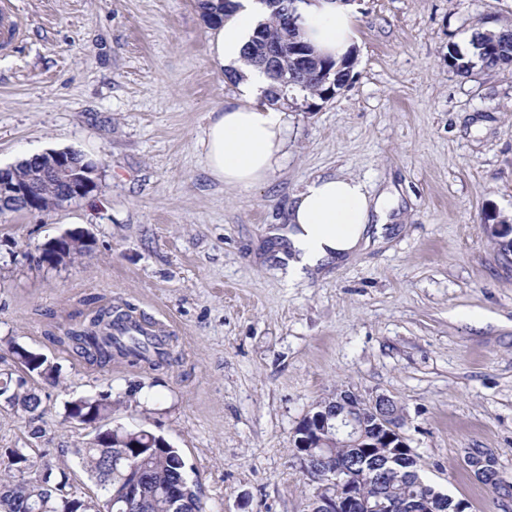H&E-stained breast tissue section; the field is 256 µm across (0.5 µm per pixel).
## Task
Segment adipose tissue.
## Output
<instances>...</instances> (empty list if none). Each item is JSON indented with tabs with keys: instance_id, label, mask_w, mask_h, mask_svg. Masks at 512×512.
Listing matches in <instances>:
<instances>
[{
	"instance_id": "adipose-tissue-1",
	"label": "adipose tissue",
	"mask_w": 512,
	"mask_h": 512,
	"mask_svg": "<svg viewBox=\"0 0 512 512\" xmlns=\"http://www.w3.org/2000/svg\"><path fill=\"white\" fill-rule=\"evenodd\" d=\"M235 13L214 27L217 70L228 71L240 95L207 116L200 144L211 177L226 186L251 188L268 182L286 153L288 114L264 103L266 75L248 63L245 49L266 11L261 0H237ZM304 39L318 54L342 59L352 52L356 33L348 6L338 0H308L301 5ZM398 204L396 194H372L365 182L343 174L311 178L293 196L286 240L277 257L289 280H300L346 261L385 240Z\"/></svg>"
}]
</instances>
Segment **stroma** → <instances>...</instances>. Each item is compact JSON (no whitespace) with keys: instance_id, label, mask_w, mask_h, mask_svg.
<instances>
[{"instance_id":"1","label":"stroma","mask_w":512,"mask_h":512,"mask_svg":"<svg viewBox=\"0 0 512 512\" xmlns=\"http://www.w3.org/2000/svg\"><path fill=\"white\" fill-rule=\"evenodd\" d=\"M22 35L0 48V166L74 149L98 163L90 198L0 216V372L14 341L58 381L28 385L33 413L0 398V448L69 466L66 493L93 496L76 448L97 429H145L180 448L207 512H302L316 485L293 431L348 389L401 409L420 475L466 512H512V258L487 235L512 224V67L459 75L449 47L512 28V0H356L353 78L322 109L288 110L273 179L214 181L206 115L237 90L213 65L198 0H11ZM394 185L401 219L384 245L288 283L267 231L323 173ZM79 229L90 252L34 257ZM128 303L160 324L170 366L89 365L60 346L71 321ZM110 394L99 427L66 404ZM497 460L499 487L465 461Z\"/></svg>"}]
</instances>
